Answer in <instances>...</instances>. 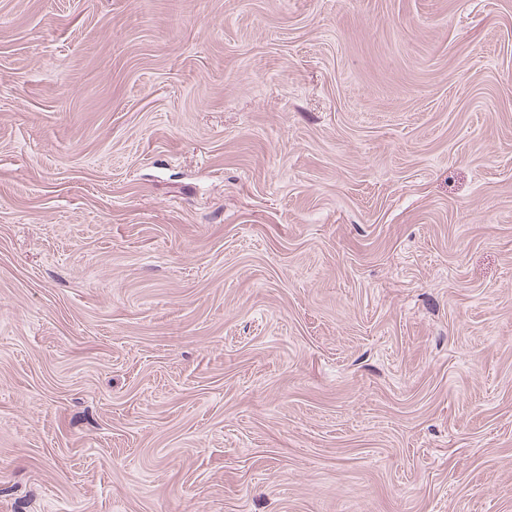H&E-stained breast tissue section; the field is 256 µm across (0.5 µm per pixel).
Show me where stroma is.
Listing matches in <instances>:
<instances>
[{
    "instance_id": "1",
    "label": "stroma",
    "mask_w": 512,
    "mask_h": 512,
    "mask_svg": "<svg viewBox=\"0 0 512 512\" xmlns=\"http://www.w3.org/2000/svg\"><path fill=\"white\" fill-rule=\"evenodd\" d=\"M0 512H512V0H0Z\"/></svg>"
}]
</instances>
